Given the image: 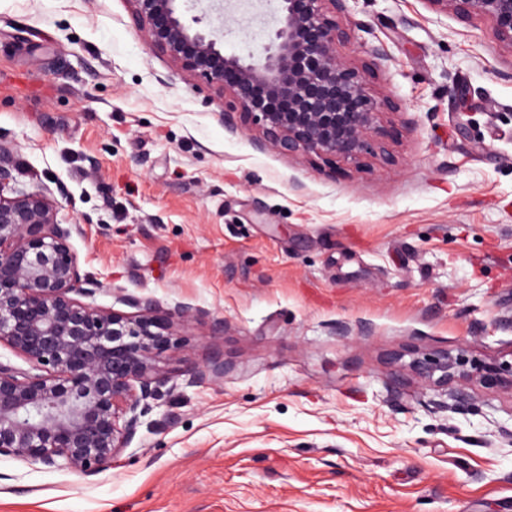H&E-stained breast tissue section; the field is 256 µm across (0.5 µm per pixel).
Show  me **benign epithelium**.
Returning a JSON list of instances; mask_svg holds the SVG:
<instances>
[{"instance_id": "benign-epithelium-1", "label": "benign epithelium", "mask_w": 512, "mask_h": 512, "mask_svg": "<svg viewBox=\"0 0 512 512\" xmlns=\"http://www.w3.org/2000/svg\"><path fill=\"white\" fill-rule=\"evenodd\" d=\"M181 0H127L134 25L178 70L204 79L254 119L262 139L283 154L357 160L373 148L379 113L366 76L337 52L351 29L336 24L349 0H277L269 40L246 58L224 55V3L209 0L218 24L204 33L187 25ZM439 14L481 17L512 51V0H424ZM15 180L0 148V346L27 369L0 361V456L33 461L81 477L110 468L153 409L168 377L160 370L172 346L154 319L158 302L129 295L139 314L99 308V284L82 274L70 247L73 225L61 224L40 193L3 190ZM402 367L458 405L489 386L512 395V351L491 361L446 350ZM188 384L224 380V360L187 370Z\"/></svg>"}]
</instances>
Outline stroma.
<instances>
[{
  "label": "stroma",
  "mask_w": 512,
  "mask_h": 512,
  "mask_svg": "<svg viewBox=\"0 0 512 512\" xmlns=\"http://www.w3.org/2000/svg\"><path fill=\"white\" fill-rule=\"evenodd\" d=\"M350 9L339 53L391 152L358 166L230 129L229 100L157 54L126 0H0L19 185L77 225L97 306L152 296L178 342L112 468L0 456V512H512V396L457 406L393 362L512 352V53L423 0ZM263 15L227 10L225 54L259 48ZM216 355L223 381L188 384Z\"/></svg>",
  "instance_id": "stroma-1"
}]
</instances>
